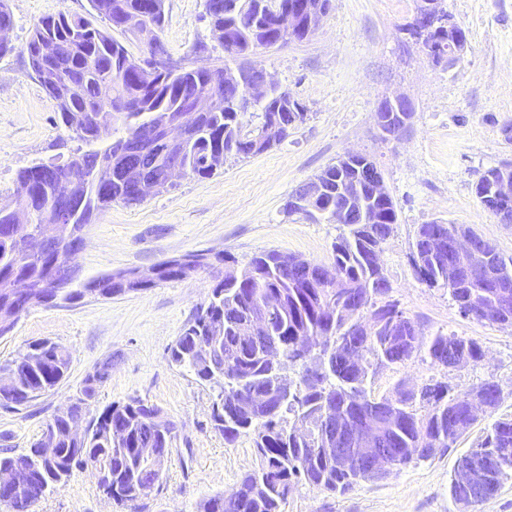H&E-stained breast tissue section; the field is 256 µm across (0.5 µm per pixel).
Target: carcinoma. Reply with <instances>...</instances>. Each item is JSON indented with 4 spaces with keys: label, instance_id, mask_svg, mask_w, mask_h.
I'll use <instances>...</instances> for the list:
<instances>
[{
    "label": "carcinoma",
    "instance_id": "cac0c4a2",
    "mask_svg": "<svg viewBox=\"0 0 512 512\" xmlns=\"http://www.w3.org/2000/svg\"><path fill=\"white\" fill-rule=\"evenodd\" d=\"M144 0H89L86 15L60 12L35 23L22 53L37 57L46 41L56 44L58 52L52 66L43 70L39 83L55 102L61 124L78 141V154L64 163H35L20 169L14 181L16 208H0V313L10 288L18 279L35 287L48 286L52 267L68 260L69 250L47 239L46 253L39 258L25 255L20 239L10 229L20 224L25 229L49 234L52 215L59 204L58 183L72 177L77 180L83 208L73 220L76 233L112 204L137 205L129 198L130 174L146 169L164 187L166 157L157 153L120 158L112 167V181L99 185L95 174L105 160L117 156L125 138L148 129L158 112L179 107L188 97L210 88L218 81L223 98L216 112L190 119L193 133L180 154L187 175L198 179L213 176L219 167L210 163L216 153L224 157L248 158L262 154L283 142L291 130L305 121L304 107L290 96L273 89L268 98L253 104L236 90L224 88V68L215 71L176 69L161 72L149 82L137 77L135 63L112 32L132 34L143 40L147 50H166L158 31L165 20V0H152L154 9L142 13ZM224 11L214 15L211 24L224 30L235 49L224 48L229 62L246 60L259 48H272L289 42L288 33L278 29L279 13L294 0H223ZM124 99L130 111L112 110V101ZM257 105L261 122L245 129L240 114ZM120 126L122 134L111 143L99 144L101 126ZM373 161L355 156L340 166L331 164L318 177L325 193L316 201L317 212L304 218L319 223L336 221V208L343 207V193L358 183L363 197L380 214L378 224H361L354 210H348L346 232L333 244V263L327 271L348 282V296L342 303L334 283L321 268L300 257L277 250L255 255L239 272L238 279L221 276L218 266L234 262L217 254L213 260L189 270L158 265L157 280L142 286L146 290L161 282L185 279L200 270H211L213 285L209 302L200 308L192 322L169 349V362L190 368L196 377L216 392L212 402V428L233 444L243 434L253 435L260 464L245 473L238 482L239 496L225 500L216 494L198 504V512H283L294 484L303 482L331 494H345L361 482H379L390 472L373 473L350 462L345 466L321 451L322 435L336 415L344 416L349 426L362 418L357 401L375 404L385 416L384 438L398 465L427 460L452 447L468 434L477 420L470 417L473 396L481 397L493 412L501 402V389L486 380L463 395H454L448 383L431 381L421 392L400 389L393 397L376 398L366 389L370 376L381 366L403 364L426 351L431 362L448 366V352L460 351L469 361L479 362L483 350L473 338L438 334L428 341L419 337L415 323L388 300L391 284L375 257L392 235L397 224L396 205L391 195L373 196L367 183ZM501 170L483 171L475 183L476 196L490 191ZM437 225L418 226L411 264L418 279L429 288L446 286L459 311L478 322L487 321L512 327V300L507 308L486 319L474 310L493 300L498 293L496 274L508 269L506 259L496 247L482 277L466 270L448 273L451 266L448 249L435 251L430 237ZM94 289L108 297L133 291L118 280V275H101L81 282L64 302H75ZM268 293L281 298L280 306L269 312L271 335L278 346L263 345L259 350L244 343L237 328L255 315ZM384 299L374 306V299ZM316 346L310 357H300L302 339ZM346 344L360 351L353 363L336 352V365L323 371L314 366L318 357H327L337 346ZM282 360L301 366L294 398H278V374L275 362ZM70 365L69 351L51 341H38L14 359L0 364V375L14 380V389L0 394V406L16 409L53 390L60 384ZM142 400L131 398L114 402L87 421L81 443L69 439L65 418L55 419L56 455L43 457L38 443L22 454L0 455V468L16 470L26 486V500L33 505L56 486L65 483L76 468L89 469L93 475L112 472V500L134 506L159 486L166 460L176 438L171 420L156 423ZM84 448V458L73 459L70 449ZM142 448H155L154 457L143 456ZM424 448L420 458L406 449ZM487 469L483 484L464 489L450 483L455 503L465 502L475 510L499 495L512 479V418H500L488 424L481 438L470 448Z\"/></svg>",
    "mask_w": 512,
    "mask_h": 512
}]
</instances>
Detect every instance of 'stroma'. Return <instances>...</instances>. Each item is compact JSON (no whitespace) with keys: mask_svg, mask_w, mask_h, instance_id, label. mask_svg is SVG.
<instances>
[{"mask_svg":"<svg viewBox=\"0 0 512 512\" xmlns=\"http://www.w3.org/2000/svg\"><path fill=\"white\" fill-rule=\"evenodd\" d=\"M14 25L12 53L0 57V206H11L17 172L35 161L65 162L77 143L64 130L54 101L29 72L21 49L34 23L66 11L85 13L88 0H8ZM160 37L174 60L196 67L224 64V49L206 16L204 0H166ZM417 0H330L311 37L254 56L278 86L306 110L307 119L281 144L248 158H228L208 179L183 177L175 188L145 202L112 208L84 229L73 263L80 280L135 269L191 252L225 254L244 267L269 249L330 264L343 227L287 216L284 203L298 186L347 153L377 164L396 204L398 219L381 263L390 300L416 322L422 338L438 333L474 338L483 349L476 363L446 369L420 353L404 364L379 368L367 384L378 397L397 387L415 389L447 380L453 393L495 380L502 399L497 416H512V328L463 316L447 287L422 284L410 253L419 225L434 221L473 228L512 258V224L478 202L474 183L490 167L512 162V0H444L451 19L468 35L454 63L433 61L406 31ZM408 99L412 118L393 137L376 126L379 102ZM213 285L201 271L143 292L109 299L92 296L58 306H35L0 337V363L34 341L48 339L71 354L65 379L18 409L0 407V453L21 454L41 438L48 419L81 397L84 380L103 360L112 370L88 407L98 413L138 397L177 425V437L160 486L135 510L107 499L88 471L47 493L35 512H197L199 502L229 494L259 462L251 436L232 444L210 424L214 394L189 368L172 365L168 349ZM457 444L433 459L401 467L378 483L343 495L305 483L290 491L284 512H460L450 495L457 458L479 438L480 418Z\"/></svg>","mask_w":512,"mask_h":512,"instance_id":"obj_1","label":"stroma"}]
</instances>
